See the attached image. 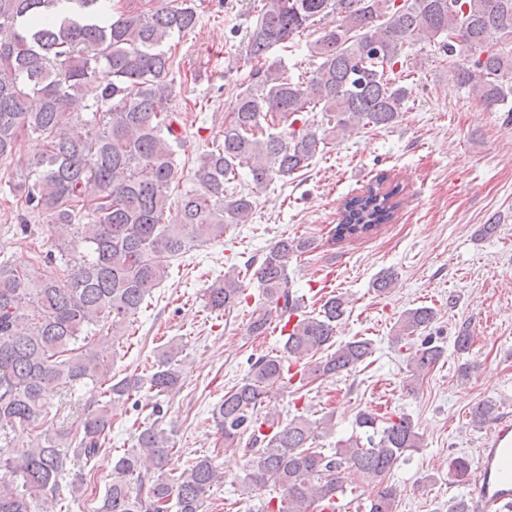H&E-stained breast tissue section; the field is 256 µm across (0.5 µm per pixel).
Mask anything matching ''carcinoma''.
<instances>
[{
  "label": "carcinoma",
  "instance_id": "cac0c4a2",
  "mask_svg": "<svg viewBox=\"0 0 512 512\" xmlns=\"http://www.w3.org/2000/svg\"><path fill=\"white\" fill-rule=\"evenodd\" d=\"M101 0H0V160H11L25 139L42 142L17 181H8L17 209L45 217L83 240L72 254L64 239L47 241L28 262L0 259V430L34 432L30 447L0 452V512H55L71 467L89 464L111 428L109 403L129 399L147 384L159 396L181 380V346L168 343L145 375H111L113 350L146 297L168 275L170 261L197 243L224 237L230 224H247L254 212L246 196L227 193L237 168L254 181L286 179L356 126L395 124L412 87L395 67L416 68L405 55L410 43L433 42L448 59L456 83L487 109L512 95V0H266L248 37L249 79L236 87L224 115V139L197 156L196 188L170 201L181 144L176 115L162 108L169 97L171 61L166 44L194 27V0L149 10L128 8L105 23L92 22ZM320 24L311 52L320 59L311 77L293 80L268 54ZM469 55L459 59L462 50ZM96 85L88 98L85 88ZM320 109L318 125L305 118ZM377 176L366 190L344 200L332 240L359 239L397 218L400 185ZM304 241H277L251 279L262 289L250 331L259 336L273 319L290 325L281 350L253 359L242 382L224 393L213 420L224 447L248 437L249 472L241 482L251 494L282 491L261 512H323L345 493L350 472L373 488L367 512H396L397 489L385 483L406 453L422 440L405 414L378 425L371 413L356 416L366 438L350 436L325 454L311 441L333 421L295 414L285 424L261 408L270 390L294 377L313 382L357 368L373 353L365 338L335 344L347 310L332 296L318 314H300L288 276V256ZM231 269L208 289L207 307L224 311L245 291ZM428 307L405 311L395 339L432 323ZM444 355L425 341L410 356L423 375ZM310 361L291 372L287 363ZM90 384L92 410L76 429L72 448L43 428L46 395L55 388ZM174 444L152 424L113 466L97 512H205L211 487L224 472L201 457L172 476L166 471ZM471 464L450 456L448 472L468 481Z\"/></svg>",
  "mask_w": 512,
  "mask_h": 512
}]
</instances>
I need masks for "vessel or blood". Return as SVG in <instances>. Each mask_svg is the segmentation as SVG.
I'll return each mask as SVG.
<instances>
[{"label": "vessel or blood", "instance_id": "b4317fda", "mask_svg": "<svg viewBox=\"0 0 512 512\" xmlns=\"http://www.w3.org/2000/svg\"><path fill=\"white\" fill-rule=\"evenodd\" d=\"M473 512H512V422H501L480 448Z\"/></svg>", "mask_w": 512, "mask_h": 512}]
</instances>
